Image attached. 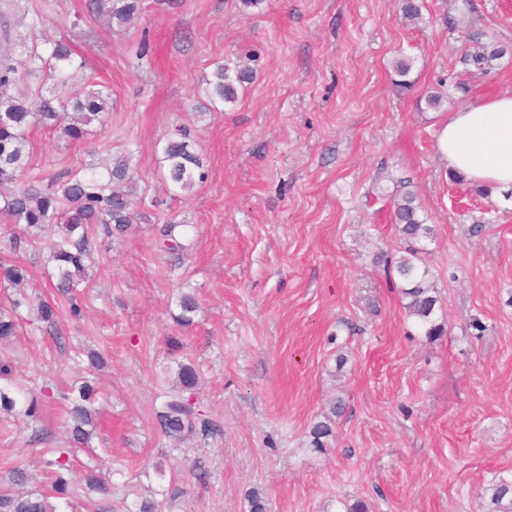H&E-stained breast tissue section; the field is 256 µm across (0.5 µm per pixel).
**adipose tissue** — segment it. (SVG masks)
<instances>
[{
    "label": "adipose tissue",
    "mask_w": 512,
    "mask_h": 512,
    "mask_svg": "<svg viewBox=\"0 0 512 512\" xmlns=\"http://www.w3.org/2000/svg\"><path fill=\"white\" fill-rule=\"evenodd\" d=\"M435 147L448 170L477 185L512 191V95L483 99L449 113Z\"/></svg>",
    "instance_id": "ef3b65f1"
}]
</instances>
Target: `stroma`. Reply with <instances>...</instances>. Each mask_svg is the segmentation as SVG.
<instances>
[{"instance_id":"35a3bbf8","label":"stroma","mask_w":512,"mask_h":512,"mask_svg":"<svg viewBox=\"0 0 512 512\" xmlns=\"http://www.w3.org/2000/svg\"><path fill=\"white\" fill-rule=\"evenodd\" d=\"M471 2L452 32L458 0H425L415 26L399 0H145L112 29L75 22L85 0H52L39 35L73 39L112 109L99 135L70 146L33 133L37 173L132 150L139 194L193 227L188 250L167 255L144 208L103 246L81 321L61 318L49 335L27 324L0 346L18 379L42 371L55 392L80 376L75 347L108 360L101 425L71 477L95 465L115 488L104 502L72 499L73 512L154 495L162 512H249L253 490L269 512H343L356 499L369 512H489L486 486L512 472V191L471 194L435 147L449 112L512 95V52L484 74L460 61L471 28L512 49V0ZM401 53L413 60L405 93L392 83ZM218 61L255 75L226 108L201 92ZM431 91L445 94L440 109L419 105ZM178 126L208 176L171 198L157 167ZM400 180L433 228L424 246L448 324L437 340L416 330L374 261L404 246L379 199ZM483 216L485 233L470 236ZM185 292L201 306L189 327L173 320ZM181 362L201 376L197 409L224 430L182 451L154 425ZM324 419L333 434L318 452L311 428ZM32 431L0 423V481L21 459L40 476ZM158 460L186 479L159 480Z\"/></svg>"}]
</instances>
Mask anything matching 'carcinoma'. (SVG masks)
Listing matches in <instances>:
<instances>
[{
    "instance_id": "1",
    "label": "carcinoma",
    "mask_w": 512,
    "mask_h": 512,
    "mask_svg": "<svg viewBox=\"0 0 512 512\" xmlns=\"http://www.w3.org/2000/svg\"><path fill=\"white\" fill-rule=\"evenodd\" d=\"M143 0H88L87 10L105 16L122 27L142 11ZM44 22L43 10L33 15L22 9L21 0H0V215L18 227L11 232L10 254L0 257V283L12 288L26 278V270L17 265L12 254L22 241L48 254L52 263L51 287L60 302L45 298L32 299L17 293L7 306H0V340L18 335L23 313L34 320L55 326L65 315L73 321L84 316L85 292L92 287L89 271L95 265V243L91 226L99 224L110 237L120 238L134 223L131 190L139 175L131 166V154L112 158L110 164L84 163L64 176L49 181L34 173L30 151V134L41 128L57 134L72 144L85 139L92 127L105 125L110 93L100 84L86 82L73 89L66 98L44 89L42 77L53 78L55 85L68 88L76 73L85 68L71 40H46L26 44L17 29L26 26L34 31ZM469 49L462 55L466 72L479 73L492 67L506 54V49L485 40L480 31L468 34ZM412 70L409 57L399 55L393 62L394 84L402 90L412 87L408 76ZM250 77L249 71L223 63L214 66L205 79L204 93L213 104L233 105L238 87ZM162 177L181 192L191 190L205 179L200 156L195 152L186 130L178 128L162 147ZM391 223L407 243L397 255L384 257L389 279L401 283L404 309L416 329L434 340L446 333L441 314L439 292L431 282L429 264L417 244L431 238L432 228L421 217L416 194L405 189L391 195ZM160 251L175 254L187 250L185 225L168 222L157 228ZM179 313L174 320L186 327L193 323L199 310L195 296L183 294L178 301ZM86 369L94 375L105 367L101 353L86 347ZM178 385L164 395L154 409L155 422L161 433L180 444L198 437H214L219 426L203 417L192 404L199 385V373L191 363L178 369ZM50 394L48 387L35 390L17 382L13 364L0 359V416L35 421L40 413V397ZM67 404L68 448H45L42 463L49 484L38 490L24 491L29 482L26 463L18 462L9 470L13 488L0 493V512H63L59 500L70 496V456L72 449L85 447L97 426L94 408L95 390L88 383L70 388L59 395ZM80 490L83 496L106 500L112 496V484L96 466H85ZM492 504L489 512H512V474L497 475L485 489Z\"/></svg>"
}]
</instances>
